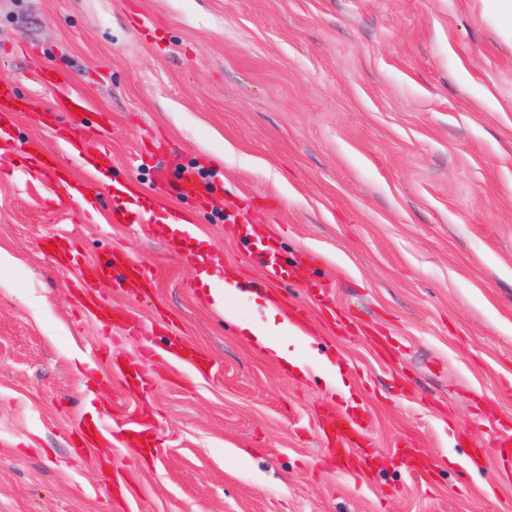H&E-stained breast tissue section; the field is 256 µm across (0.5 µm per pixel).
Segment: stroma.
<instances>
[{"instance_id": "1", "label": "stroma", "mask_w": 512, "mask_h": 512, "mask_svg": "<svg viewBox=\"0 0 512 512\" xmlns=\"http://www.w3.org/2000/svg\"><path fill=\"white\" fill-rule=\"evenodd\" d=\"M47 71L86 104L60 123L112 155L103 177L70 163L87 210L19 168L56 139L34 119L54 106ZM0 76L31 106L0 156V512H512L494 446L512 414V32L490 0H0ZM184 169L204 197L175 192ZM111 182L186 215L243 285L236 320L136 208L113 222ZM59 238L85 265L123 250L151 271L148 291L97 284L111 335L46 248ZM261 238L288 271L270 285ZM270 294L310 314L304 374L238 327L266 322ZM128 313L211 359H155L150 389L125 393L118 426L158 439L144 458L74 433L111 411L108 366L141 357ZM339 407L365 416L371 474L319 465ZM407 442L424 478L396 456Z\"/></svg>"}]
</instances>
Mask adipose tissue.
<instances>
[{
  "label": "adipose tissue",
  "instance_id": "1",
  "mask_svg": "<svg viewBox=\"0 0 512 512\" xmlns=\"http://www.w3.org/2000/svg\"><path fill=\"white\" fill-rule=\"evenodd\" d=\"M264 305L268 314L267 324L258 327L244 322L240 325L241 331L251 344L274 359L293 369L303 370V363L292 349L295 338L301 335L300 329L291 322L274 297L265 298Z\"/></svg>",
  "mask_w": 512,
  "mask_h": 512
}]
</instances>
